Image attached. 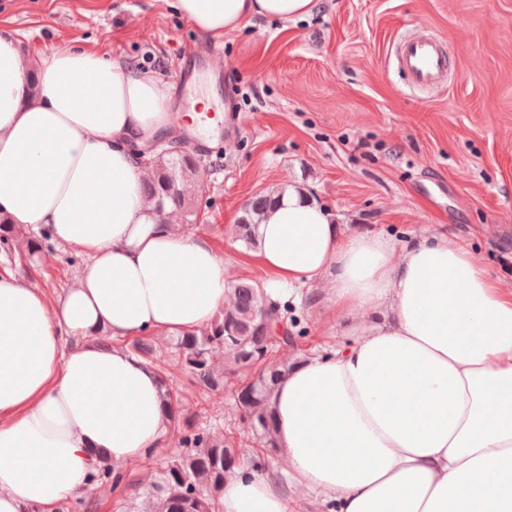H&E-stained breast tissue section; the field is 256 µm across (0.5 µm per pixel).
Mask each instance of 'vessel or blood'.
<instances>
[{"mask_svg":"<svg viewBox=\"0 0 512 512\" xmlns=\"http://www.w3.org/2000/svg\"><path fill=\"white\" fill-rule=\"evenodd\" d=\"M397 61L409 81L427 88L448 70V56L440 41L430 35H404L397 44Z\"/></svg>","mask_w":512,"mask_h":512,"instance_id":"b4317fda","label":"vessel or blood"}]
</instances>
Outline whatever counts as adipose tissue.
Returning <instances> with one entry per match:
<instances>
[{"label":"adipose tissue","mask_w":512,"mask_h":512,"mask_svg":"<svg viewBox=\"0 0 512 512\" xmlns=\"http://www.w3.org/2000/svg\"><path fill=\"white\" fill-rule=\"evenodd\" d=\"M317 6L174 0L214 40ZM172 98L155 72L86 47L33 61L0 28V215L86 257L55 300L0 274V512H56L90 489L96 452L120 466L161 447L157 374L118 341L199 329L231 295L223 257L142 196L156 140L179 128ZM255 236L271 299L314 287L374 320L277 383L282 464L229 477L223 512H291L289 486L330 512H512V291L462 239L346 232L292 186Z\"/></svg>","instance_id":"adipose-tissue-1"}]
</instances>
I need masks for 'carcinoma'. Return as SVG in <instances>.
<instances>
[{"label": "carcinoma", "mask_w": 512, "mask_h": 512, "mask_svg": "<svg viewBox=\"0 0 512 512\" xmlns=\"http://www.w3.org/2000/svg\"><path fill=\"white\" fill-rule=\"evenodd\" d=\"M199 168L186 144L177 138L166 141L153 153L151 175L144 184V198L158 217V223L184 233L194 226L201 202L190 196L187 184L197 180ZM278 189L261 191L242 206L235 231L246 247L255 245L254 228L264 211L274 203ZM180 213L185 223L173 224L169 217ZM47 236L38 239L15 224L0 218V250L30 258L38 255ZM292 305L284 302L271 308L263 284L241 280L234 284L231 299L206 326L191 332L166 335L173 366L187 376L201 403L233 392L234 411L249 428L262 453L253 467L266 466L276 456L274 419L270 404L276 382L288 375L295 362L279 353L295 350L304 338L300 319L288 320ZM154 337H137L128 350L148 360L153 355ZM224 352V365L214 362V352ZM164 409L175 448L165 467L151 483V491L139 505V492L127 476L112 475L108 458L98 455L92 474L94 482L119 495L127 512H223L224 481L244 466L241 443L228 433L217 434L213 424L202 422L204 412L186 406L175 387L171 372L157 369Z\"/></svg>", "instance_id": "1"}]
</instances>
